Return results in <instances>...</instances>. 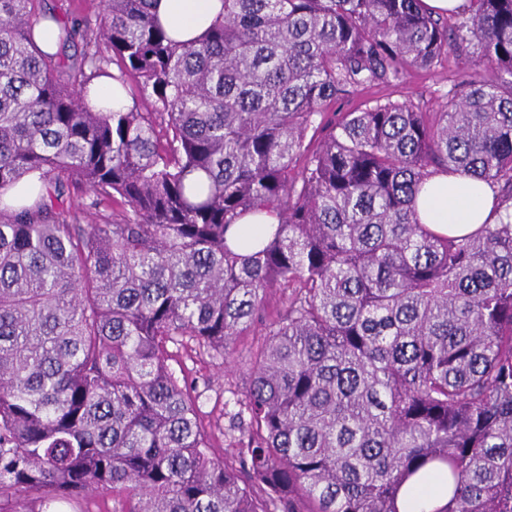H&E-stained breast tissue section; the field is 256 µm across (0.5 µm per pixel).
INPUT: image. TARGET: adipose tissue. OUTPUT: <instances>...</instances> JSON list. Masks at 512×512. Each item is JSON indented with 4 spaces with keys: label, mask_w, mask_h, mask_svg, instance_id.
Masks as SVG:
<instances>
[{
    "label": "adipose tissue",
    "mask_w": 512,
    "mask_h": 512,
    "mask_svg": "<svg viewBox=\"0 0 512 512\" xmlns=\"http://www.w3.org/2000/svg\"><path fill=\"white\" fill-rule=\"evenodd\" d=\"M154 10L167 32L180 40L202 36L223 9L222 0H155ZM496 195L491 185L467 176L438 173L426 181L418 199L422 223L438 232L464 235L492 219ZM448 502V479L416 478L402 488L400 512H439Z\"/></svg>",
    "instance_id": "1"
}]
</instances>
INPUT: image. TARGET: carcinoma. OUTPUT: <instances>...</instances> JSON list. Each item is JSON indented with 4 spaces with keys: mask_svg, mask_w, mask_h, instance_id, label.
<instances>
[{
    "mask_svg": "<svg viewBox=\"0 0 512 512\" xmlns=\"http://www.w3.org/2000/svg\"><path fill=\"white\" fill-rule=\"evenodd\" d=\"M222 2L182 41L152 0H101L96 25L0 0V512L99 490L112 512H399L435 464L437 512H512V0ZM450 47L488 69L446 109L326 124ZM111 65L130 104L94 111ZM438 172L490 184L498 220L421 223ZM262 211L273 232L233 233ZM257 322L221 460L168 345L222 357Z\"/></svg>",
    "mask_w": 512,
    "mask_h": 512,
    "instance_id": "carcinoma-1",
    "label": "carcinoma"
}]
</instances>
